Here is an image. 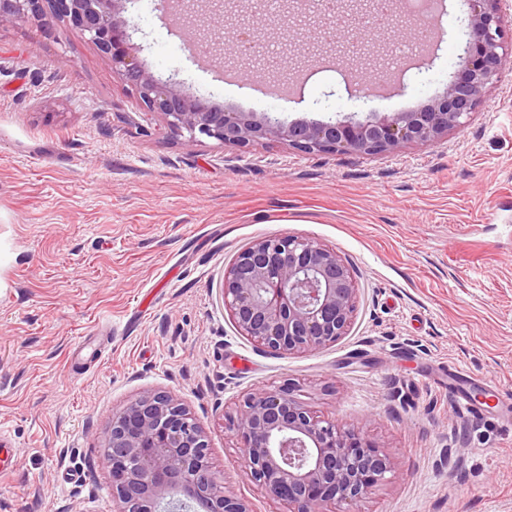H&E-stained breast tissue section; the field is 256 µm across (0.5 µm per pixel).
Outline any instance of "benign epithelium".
<instances>
[{
    "label": "benign epithelium",
    "mask_w": 512,
    "mask_h": 512,
    "mask_svg": "<svg viewBox=\"0 0 512 512\" xmlns=\"http://www.w3.org/2000/svg\"><path fill=\"white\" fill-rule=\"evenodd\" d=\"M130 0H0V27L24 18L68 22L107 58L123 80L135 87L146 110L160 115L169 131L193 143L205 136L223 145L247 147L279 142L305 153H393L411 143H428L464 126L485 102L497 78L509 37L504 0H470L469 38L453 79L438 99L407 112L364 120H281L268 112H235L190 91L171 74L149 72L131 52L134 19L123 16ZM175 4L189 23L210 39L207 50L244 48L247 57L268 68L264 45L277 34L288 39L305 19L327 34L306 47L289 45L281 64L316 70L324 43H348L336 58L346 86L358 80L364 55L361 24L373 17L371 5L349 0H281L266 17L250 8L224 9V0H161ZM388 28L404 37L431 31L432 19L404 11L393 0ZM224 309L239 333L258 347L293 354L325 347L346 335L353 320L357 285L351 265L334 250L291 235L260 238L242 249L224 270ZM297 384L245 394L225 415L251 477L289 512H324L334 501L351 506L367 498L392 471L390 457L360 432L325 419L295 396ZM109 464L112 496L119 512H251L230 494L224 476L210 461L205 431L182 402L166 391L146 392L112 414L101 435Z\"/></svg>",
    "instance_id": "7a95c632"
}]
</instances>
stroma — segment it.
Here are the masks:
<instances>
[{
	"label": "stroma",
	"mask_w": 512,
	"mask_h": 512,
	"mask_svg": "<svg viewBox=\"0 0 512 512\" xmlns=\"http://www.w3.org/2000/svg\"><path fill=\"white\" fill-rule=\"evenodd\" d=\"M468 6L446 0L430 68L360 99L332 66L278 79L196 62L179 23L136 0L131 42L224 108L288 119L405 112L440 96ZM351 263L346 336L277 355L224 309V270L262 237ZM512 399V48L485 104L439 141L372 155L190 143L66 22L0 28V427L16 449L0 512H115L101 433L149 390L176 395L252 512H288L240 464L224 413L294 380L394 469L355 512H512V425L458 409L447 367Z\"/></svg>",
	"instance_id": "35a3bbf8"
}]
</instances>
